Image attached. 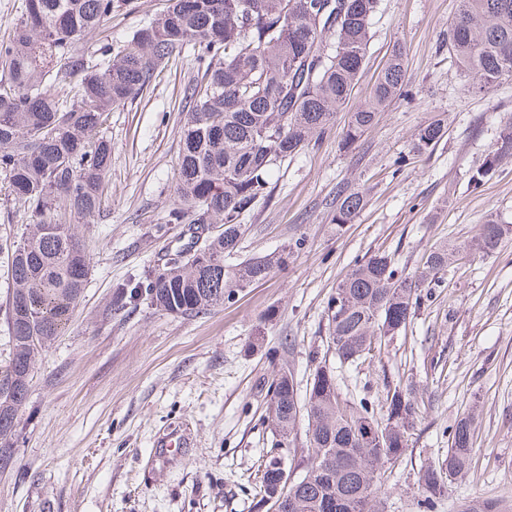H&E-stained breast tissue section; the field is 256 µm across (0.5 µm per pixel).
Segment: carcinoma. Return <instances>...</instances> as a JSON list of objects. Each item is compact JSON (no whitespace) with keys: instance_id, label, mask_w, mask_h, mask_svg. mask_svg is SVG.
Returning a JSON list of instances; mask_svg holds the SVG:
<instances>
[{"instance_id":"1","label":"carcinoma","mask_w":512,"mask_h":512,"mask_svg":"<svg viewBox=\"0 0 512 512\" xmlns=\"http://www.w3.org/2000/svg\"><path fill=\"white\" fill-rule=\"evenodd\" d=\"M129 0H23L20 16L0 33V179L32 223L9 246L12 294L8 328L14 355H36L68 325L87 282L90 255L75 222L100 211L112 167L104 135L112 112L142 95L161 63L191 54L201 76L187 87L190 110L181 128L174 200L167 223L188 225L189 240L162 269L133 287L116 285L111 305L146 297L161 311L194 317L285 268L290 253L235 260L244 235L241 217L268 195L275 168L324 134L350 99L371 38L380 0H167V6L118 46L98 53L80 40L101 29ZM448 53L488 92L512 78V0H460L448 25ZM405 50L396 43L368 101L354 112L341 140L349 149L381 110L407 92ZM434 119L412 134L415 155L445 137ZM512 159V116L500 126L484 163L469 172L477 190ZM363 191L336 193L335 222L352 224ZM512 225L490 215L479 236L431 250L420 270L397 275L393 259L375 253L357 263L327 305L329 350L340 366H356L406 328L421 291L441 282L456 254L494 252ZM267 420L275 448H293L307 419L304 475L288 486L285 512H378L384 468L407 447L417 420L412 389L385 385V416L371 401L349 402L334 368L319 365L298 396L293 373L270 384ZM28 393L0 405V440L17 435ZM474 419L459 418L441 466L419 482L431 495L463 477L471 462Z\"/></svg>"}]
</instances>
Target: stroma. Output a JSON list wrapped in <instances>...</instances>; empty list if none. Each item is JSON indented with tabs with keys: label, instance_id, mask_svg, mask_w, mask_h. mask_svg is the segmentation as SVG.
<instances>
[{
	"label": "stroma",
	"instance_id": "35a3bbf8",
	"mask_svg": "<svg viewBox=\"0 0 512 512\" xmlns=\"http://www.w3.org/2000/svg\"><path fill=\"white\" fill-rule=\"evenodd\" d=\"M164 5L132 0L84 48L124 40ZM458 9L459 0H380L346 110L275 169L269 196L242 218L240 257L288 247L287 267L205 315H170L145 299L108 310L114 285L144 277L187 241L185 225L166 216L195 62L161 64L150 89L113 112L108 191L100 212L76 226L91 257L88 281L66 331L32 365L14 464L0 470V512H264L258 469L277 452L264 419L269 385L283 369L306 382L324 358L327 302L345 274L383 252L410 276L436 245L473 241L489 214L512 224V160L479 190L467 185L512 115V79L488 93L468 89L448 59ZM399 42L412 98L395 99L342 150L349 110ZM437 116L448 120L445 138L410 156L414 131ZM403 154L409 163L396 168ZM342 187L365 190L367 205L339 227ZM10 206L0 194V371L13 356L6 246L31 220ZM338 384L345 399L369 397L379 416L386 385L415 390L420 416L384 476L380 512H463L487 498L512 512V236L491 255L450 264L410 326L358 368L340 369ZM467 412L476 418L470 472L428 499L419 473L445 458L448 429ZM162 434L189 435L191 445L158 448ZM277 453L291 476L302 475L306 448Z\"/></svg>",
	"mask_w": 512,
	"mask_h": 512
}]
</instances>
